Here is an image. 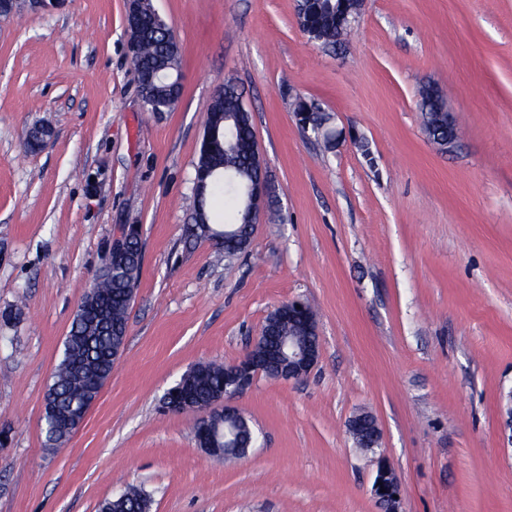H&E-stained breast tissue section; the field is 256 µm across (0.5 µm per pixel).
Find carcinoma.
<instances>
[{"instance_id":"carcinoma-1","label":"carcinoma","mask_w":512,"mask_h":512,"mask_svg":"<svg viewBox=\"0 0 512 512\" xmlns=\"http://www.w3.org/2000/svg\"><path fill=\"white\" fill-rule=\"evenodd\" d=\"M144 21L138 33L140 53L132 61L135 71L147 77L157 64L166 67L167 78L145 86L146 108L149 112H170L179 100L172 83L180 74L181 55L175 38L170 34L166 21L158 19L150 3L143 6ZM342 36L336 26V13L319 15L311 27V38L323 44H334ZM437 89L429 84L420 93V112L425 135L440 148L448 143V114L434 108L432 98ZM205 130L218 135L219 142L201 143L196 169L212 171L204 190V200L194 195V206L221 201L231 212L233 221L241 228L236 239H225L220 244L224 255L234 256L243 251L249 239L252 215L259 214L263 206L273 208L275 200L251 202L244 195L242 186L257 175L259 164L254 150L252 115L242 100L235 83H224L223 94L215 98L207 112ZM141 240L133 237L123 254L114 258L103 256L89 291L81 302L83 308H101L104 316L75 314L64 342L62 359L49 387L56 395L57 412L64 415L80 408L86 399L99 394L103 379L111 372L112 346L117 344L112 329L124 326L128 319L130 303L125 297L135 292L141 275ZM185 380L195 387L196 397L202 402L211 399L224 387V366L201 364L186 373ZM150 502L141 492L131 489L125 493L122 504L105 501L101 512H146Z\"/></svg>"}]
</instances>
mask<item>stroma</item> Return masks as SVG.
Here are the masks:
<instances>
[{
	"label": "stroma",
	"mask_w": 512,
	"mask_h": 512,
	"mask_svg": "<svg viewBox=\"0 0 512 512\" xmlns=\"http://www.w3.org/2000/svg\"><path fill=\"white\" fill-rule=\"evenodd\" d=\"M0 22V512H99L127 487L149 512H512V0H363L337 47L295 0H152L182 56L183 95L149 112L125 0H60ZM239 86L281 221L225 258L193 221L206 112ZM439 89L461 135L421 129ZM358 142L304 134L295 96ZM50 125L38 152L26 130ZM141 227L124 349L83 424L44 443V398L101 257ZM316 314L310 374L258 375L234 400L259 441L226 462L194 414H163L192 368L238 361L278 306ZM371 413L382 445L357 449ZM438 90L432 85L425 84L420 93V112L422 115V126L425 135L431 139L441 149L445 150L452 147L457 139L448 138V124L455 127V122L450 111L439 112L434 108L432 98ZM349 432L355 438H359L369 433L365 441L370 444V448H376L380 444L381 432L373 416L368 414H360L354 416L349 421ZM371 441V442H370ZM381 488H384L385 493L380 492ZM373 492L378 500L386 505L388 512H399L397 504L401 499V487L393 471L384 464L379 466ZM393 495H397V498H393Z\"/></svg>",
	"instance_id": "stroma-1"
}]
</instances>
